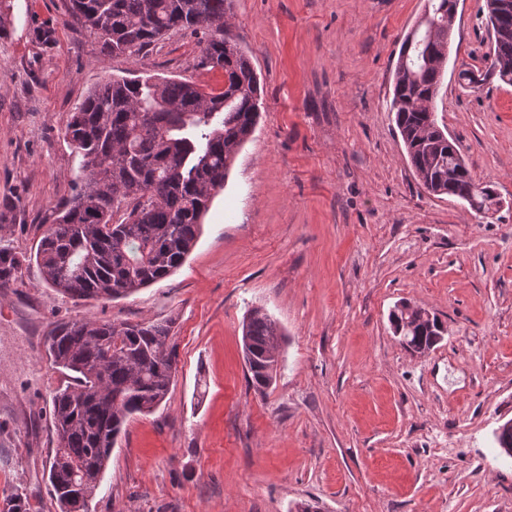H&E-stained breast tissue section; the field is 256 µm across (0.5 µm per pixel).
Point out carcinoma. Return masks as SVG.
I'll use <instances>...</instances> for the list:
<instances>
[{
    "label": "carcinoma",
    "instance_id": "carcinoma-1",
    "mask_svg": "<svg viewBox=\"0 0 512 512\" xmlns=\"http://www.w3.org/2000/svg\"><path fill=\"white\" fill-rule=\"evenodd\" d=\"M427 0L414 36L402 42L390 111L418 183L479 212L496 195L488 181L459 165L429 103L443 78L448 5ZM511 9L497 15L504 35L491 36L490 71L512 85ZM230 0H72L103 39V51L137 58L173 31H206L200 65L224 72V87L203 91L172 79L112 78L91 89L65 127L81 154L76 192L55 207L35 257L0 247V286L36 261L43 281L75 301L128 297L180 267L196 243L213 193L254 132L260 86L250 58L224 36ZM278 328L259 308L242 325L245 362L256 389L269 385L278 362L267 357ZM404 344H429L433 332L403 329ZM52 364L71 373L54 392L57 448L49 482L60 512H90L112 447L127 419L165 399L177 357L173 322H61L46 340Z\"/></svg>",
    "mask_w": 512,
    "mask_h": 512
}]
</instances>
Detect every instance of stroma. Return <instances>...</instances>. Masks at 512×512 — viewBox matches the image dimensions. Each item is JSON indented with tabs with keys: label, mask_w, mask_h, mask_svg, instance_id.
<instances>
[{
	"label": "stroma",
	"mask_w": 512,
	"mask_h": 512,
	"mask_svg": "<svg viewBox=\"0 0 512 512\" xmlns=\"http://www.w3.org/2000/svg\"><path fill=\"white\" fill-rule=\"evenodd\" d=\"M426 0H232L230 35L260 81V118L185 263L125 298L75 301L37 265L0 289V512H59L51 396L68 383L45 339L70 319L175 322L163 403L131 419L90 512H512V86L486 71L485 0H459L439 127L503 202L485 215L417 182L390 112L405 35ZM0 246L35 252L78 186L64 137L110 75L224 85L203 34L173 32L138 61L105 55L70 0H0ZM51 30L50 44L34 31ZM444 324L424 354L389 315ZM282 334L272 384L242 356L246 313Z\"/></svg>",
	"instance_id": "obj_1"
}]
</instances>
